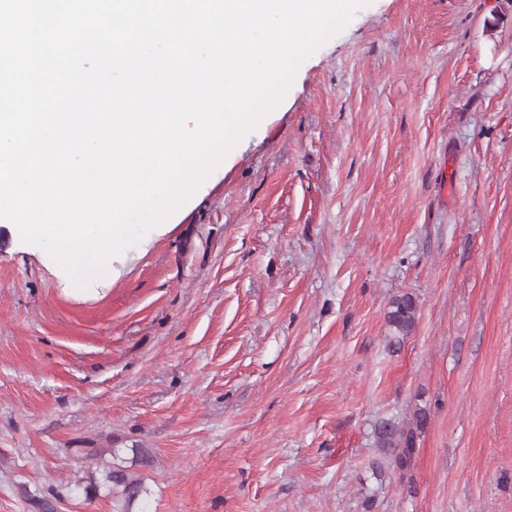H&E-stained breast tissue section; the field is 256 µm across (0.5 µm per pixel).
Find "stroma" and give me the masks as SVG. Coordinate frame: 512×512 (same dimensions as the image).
Instances as JSON below:
<instances>
[{
	"instance_id": "35a3bbf8",
	"label": "stroma",
	"mask_w": 512,
	"mask_h": 512,
	"mask_svg": "<svg viewBox=\"0 0 512 512\" xmlns=\"http://www.w3.org/2000/svg\"><path fill=\"white\" fill-rule=\"evenodd\" d=\"M115 268L0 224V512H118L136 446L140 512H512V0H372ZM417 319V304L410 295H403L391 302L387 313V323L394 331L393 344L400 343V338L407 336L414 328ZM425 422L426 413L421 408L414 410L411 419H383L375 430L377 448L385 454L394 456L396 467L406 468L416 447L417 431L421 432ZM133 458L130 466L121 464H106L102 473L100 482H95L87 488V495L90 492L98 494L101 487L107 491V495L112 494V497L121 502L122 509L119 512H135L132 507L135 502L147 493V488L144 484V477L131 470L135 466H148L151 463L149 453L142 448H134Z\"/></svg>"
}]
</instances>
